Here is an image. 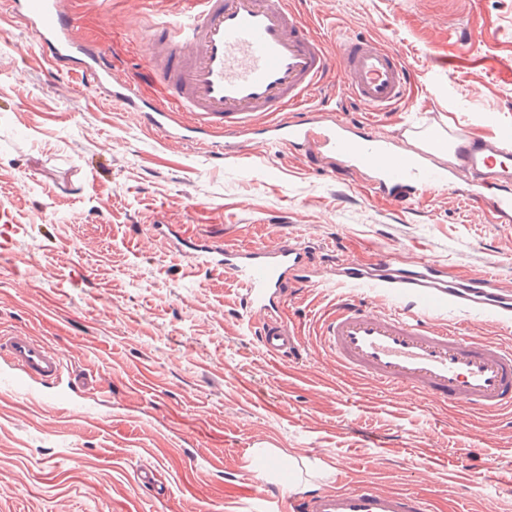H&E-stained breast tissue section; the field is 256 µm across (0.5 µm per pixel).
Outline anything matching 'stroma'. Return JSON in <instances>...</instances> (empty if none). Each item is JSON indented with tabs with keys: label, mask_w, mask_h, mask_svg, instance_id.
<instances>
[{
	"label": "stroma",
	"mask_w": 512,
	"mask_h": 512,
	"mask_svg": "<svg viewBox=\"0 0 512 512\" xmlns=\"http://www.w3.org/2000/svg\"><path fill=\"white\" fill-rule=\"evenodd\" d=\"M328 53L341 34L394 48L416 79L371 117L395 139L425 120L449 136L512 128V0H296ZM191 0H71L113 71L165 98L143 59L155 23ZM139 25H130L131 16ZM154 224L235 247L299 239L317 282L288 293L301 359L276 364L248 330L243 291L177 247L142 250ZM422 256L445 275L512 284V222L456 189L402 209L369 173L315 149L225 161L163 140L58 76L0 0V330L65 356L67 400L0 387V512H273L296 494L371 479L434 512H512V413L476 415L334 367L313 336L342 296L333 253ZM153 470V483L137 475Z\"/></svg>",
	"instance_id": "35a3bbf8"
}]
</instances>
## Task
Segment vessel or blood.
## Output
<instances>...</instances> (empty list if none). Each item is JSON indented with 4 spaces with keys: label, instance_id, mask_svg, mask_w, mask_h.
I'll return each mask as SVG.
<instances>
[{
    "label": "vessel or blood",
    "instance_id": "obj_1",
    "mask_svg": "<svg viewBox=\"0 0 512 512\" xmlns=\"http://www.w3.org/2000/svg\"><path fill=\"white\" fill-rule=\"evenodd\" d=\"M11 12L34 35L39 53L59 71L81 69L92 90L107 91L125 111L167 139L204 149L221 148L225 158L243 149L268 151L285 144L314 146L348 167L372 173L377 195L397 205L452 186L472 199L494 191L497 208L512 218V131L489 138L461 136L456 163L431 164V151L393 152L389 141L364 125L336 119L344 104L368 112L391 111L405 97L412 76L401 57L366 36H346L336 55L303 25L292 0H193L190 12L166 22L148 41L150 69L168 88L172 103L145 98L137 85L116 79L108 52L75 24L66 0H9ZM337 72L342 86L320 103L312 96L320 81ZM190 113L191 122L176 119ZM255 112H278L281 120L255 125ZM194 263L230 274L245 291L249 327L258 329L265 352L276 363L296 357L300 339L270 322L283 282L306 283L312 264L302 243L218 247L189 240ZM376 287L388 289L395 308L376 301L341 298L321 321L317 340L334 364L381 385L420 395L473 413L512 407V347L468 339L447 323L448 309L495 318L512 311V292H489L482 282L440 277L427 259L394 269L379 259ZM0 357L12 373L0 386L29 397L31 382L49 386L61 379L62 353L31 336L0 337ZM297 512H432L420 495L386 490L373 482L323 489L299 496Z\"/></svg>",
    "mask_w": 512,
    "mask_h": 512
}]
</instances>
